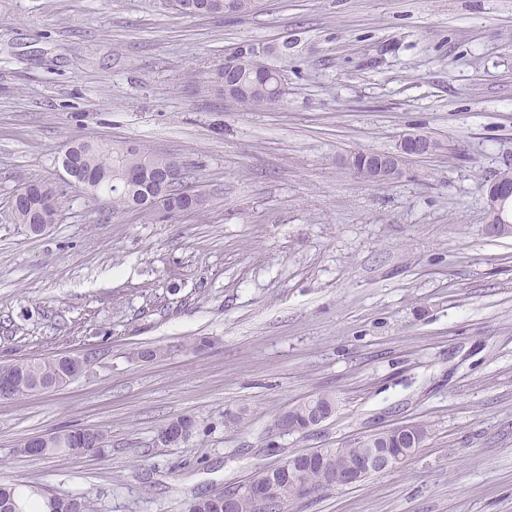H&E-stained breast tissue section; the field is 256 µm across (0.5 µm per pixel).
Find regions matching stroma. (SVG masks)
I'll use <instances>...</instances> for the list:
<instances>
[{
    "label": "stroma",
    "mask_w": 512,
    "mask_h": 512,
    "mask_svg": "<svg viewBox=\"0 0 512 512\" xmlns=\"http://www.w3.org/2000/svg\"><path fill=\"white\" fill-rule=\"evenodd\" d=\"M283 103L224 100L207 73L245 42ZM408 133L440 152L371 184L345 158ZM178 157L203 210L111 213L58 163L74 138ZM512 167V0H255L186 17L165 0H0V364L64 352L86 371L0 399V483L98 512H186L311 448L422 423L398 467L288 512H512V235L486 182ZM38 177L60 217L28 235L11 202ZM210 346L191 348L196 337ZM162 347L153 361L130 351ZM335 393L305 433H272ZM197 423L177 446L161 428ZM96 428L103 452L21 441ZM509 170L505 169L495 175L493 183L487 194L488 210L490 221L486 225V231L490 234L511 235L512 220L508 218L506 203L512 199V187L510 186ZM509 191L508 197H503L506 190ZM305 403V401H304ZM302 401L296 404V411L295 407H289L288 409L281 412L276 419V417L273 419L276 421L273 425H271V429L274 432L281 433V434H288V432L292 431L293 427V414L295 412V420L296 423L300 426H303L305 423V417L308 411V404H304ZM80 430L81 429L65 430L55 433L54 439L51 441V443H49L47 447L42 448V451L39 450L46 442H48L50 437H37L27 440L29 448H31L33 452L30 451L29 448H25L24 444H20L18 446L19 448H17V451L20 454L28 456H47L65 452L71 454V451H75L77 448H81L77 444L78 431ZM34 452H38L36 453L37 455H35Z\"/></svg>",
    "instance_id": "obj_1"
}]
</instances>
